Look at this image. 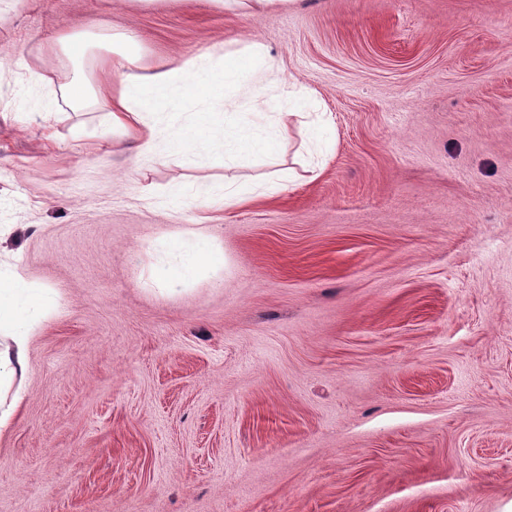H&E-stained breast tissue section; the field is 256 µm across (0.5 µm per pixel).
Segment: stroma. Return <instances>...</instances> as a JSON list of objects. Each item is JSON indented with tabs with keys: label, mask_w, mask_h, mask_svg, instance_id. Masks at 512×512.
<instances>
[{
	"label": "stroma",
	"mask_w": 512,
	"mask_h": 512,
	"mask_svg": "<svg viewBox=\"0 0 512 512\" xmlns=\"http://www.w3.org/2000/svg\"><path fill=\"white\" fill-rule=\"evenodd\" d=\"M146 64L258 39L312 93L213 84L169 120L200 138L135 162L97 49ZM53 73L54 86L35 81ZM317 106L276 155L225 163L224 124ZM321 141L313 181L233 208ZM200 229L212 267L151 270ZM0 265L60 308L39 324L0 512H512V0H296L265 16L207 0H0Z\"/></svg>",
	"instance_id": "obj_1"
}]
</instances>
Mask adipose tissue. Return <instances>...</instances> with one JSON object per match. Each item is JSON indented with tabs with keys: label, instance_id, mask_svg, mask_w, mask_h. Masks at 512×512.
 <instances>
[{
	"label": "adipose tissue",
	"instance_id": "1",
	"mask_svg": "<svg viewBox=\"0 0 512 512\" xmlns=\"http://www.w3.org/2000/svg\"><path fill=\"white\" fill-rule=\"evenodd\" d=\"M99 40L107 50L99 64L115 73L119 81L111 88L91 87L90 92L94 98L109 103L113 133L134 141L137 158L154 156L161 131L158 117L169 108L173 96L181 92L177 78L191 79L201 87L210 82L211 75L198 57L179 61L172 68L147 69L139 42L125 31L100 35ZM242 52L251 59V67L244 71L226 70L225 84L251 97L272 86L279 89L284 98L298 96L296 84L285 80L263 42L245 41ZM214 253L209 237L200 232H186L167 266L160 268L159 278L172 286L181 284L201 267L210 265ZM58 306L56 294L31 292L20 272L0 276V435L10 429L23 399L14 381L26 371L34 330L43 314Z\"/></svg>",
	"mask_w": 512,
	"mask_h": 512
}]
</instances>
